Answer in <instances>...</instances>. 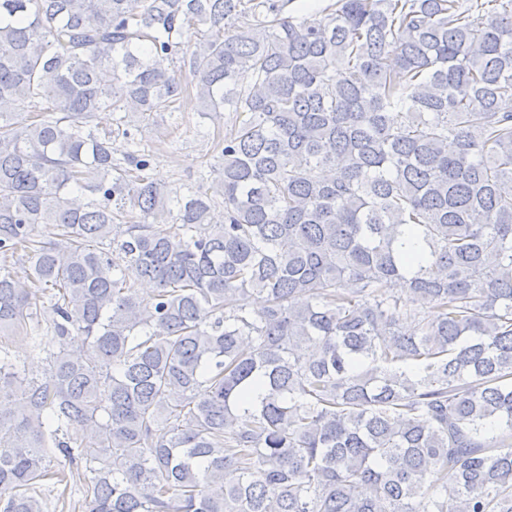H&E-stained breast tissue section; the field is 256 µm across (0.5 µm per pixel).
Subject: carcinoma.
<instances>
[{
  "label": "carcinoma",
  "mask_w": 512,
  "mask_h": 512,
  "mask_svg": "<svg viewBox=\"0 0 512 512\" xmlns=\"http://www.w3.org/2000/svg\"><path fill=\"white\" fill-rule=\"evenodd\" d=\"M293 2L0 0V332L50 288L58 346L0 512L59 454L84 512H512V0ZM192 91L208 191L138 139Z\"/></svg>",
  "instance_id": "obj_1"
}]
</instances>
